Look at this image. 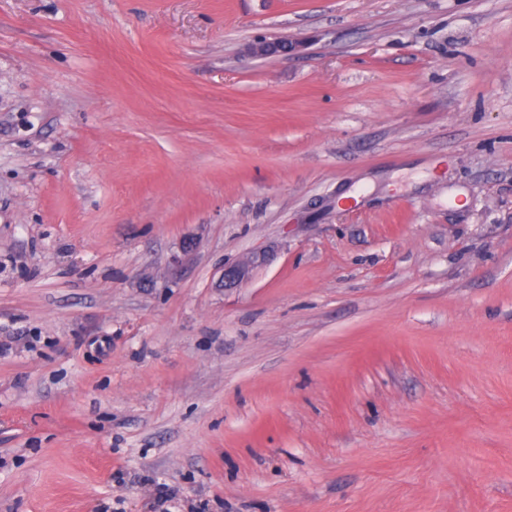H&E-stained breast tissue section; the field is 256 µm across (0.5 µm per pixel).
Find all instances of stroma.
Returning a JSON list of instances; mask_svg holds the SVG:
<instances>
[{"mask_svg":"<svg viewBox=\"0 0 512 512\" xmlns=\"http://www.w3.org/2000/svg\"><path fill=\"white\" fill-rule=\"evenodd\" d=\"M0 512H512V0H0ZM300 42L283 41V40H272V41H261L250 46L249 51L253 56L256 57H267L276 55L282 52L294 51L300 48ZM264 258L261 255H253L248 263H233L225 265L223 280L225 288H233L249 277L253 268L261 265Z\"/></svg>","mask_w":512,"mask_h":512,"instance_id":"obj_1","label":"stroma"}]
</instances>
